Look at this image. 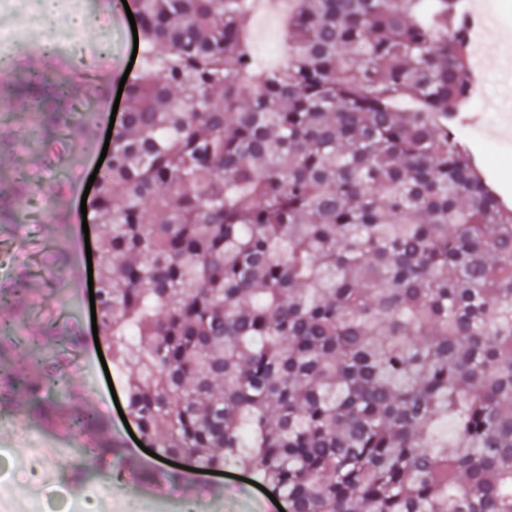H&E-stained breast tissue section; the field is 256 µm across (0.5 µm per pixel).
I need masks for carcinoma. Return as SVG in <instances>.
<instances>
[{"label": "carcinoma", "instance_id": "1", "mask_svg": "<svg viewBox=\"0 0 512 512\" xmlns=\"http://www.w3.org/2000/svg\"><path fill=\"white\" fill-rule=\"evenodd\" d=\"M142 70L90 206L99 336L154 453L231 464L288 512H512V207L453 136L472 67L458 0H290L288 62L247 0H133ZM66 69L106 95L101 70ZM8 90L63 127L75 101ZM30 186L0 190V224ZM33 267L0 284V306ZM81 343L73 310L40 349ZM9 369L33 419L68 350ZM452 432H441L444 423Z\"/></svg>", "mask_w": 512, "mask_h": 512}]
</instances>
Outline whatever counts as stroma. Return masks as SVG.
<instances>
[{"instance_id":"1","label":"stroma","mask_w":512,"mask_h":512,"mask_svg":"<svg viewBox=\"0 0 512 512\" xmlns=\"http://www.w3.org/2000/svg\"><path fill=\"white\" fill-rule=\"evenodd\" d=\"M106 27L84 28L86 45L98 43L104 33L112 35V55L103 69L112 73L110 94H117L120 81L133 52V33L127 16L118 6H105ZM8 70H0V88L13 83L21 69L39 68L50 78L61 79L49 58L39 54L32 40L18 43ZM36 102L18 104L0 97V188L10 186L18 170L34 172L35 190L21 199L17 207L30 212L32 205L46 211H62L65 224L47 219L42 224H6L0 226V251L10 266L49 263L63 256L62 272L55 277L34 280L28 292L17 296L7 317L13 332L21 337V345L0 359V366L12 368L27 365L30 348L26 338L38 335L46 315L55 311L57 299L78 291L82 303L78 307L85 340L71 354L67 367L69 390L76 395V409L100 411L113 392L122 391L119 373L105 374L96 350L91 313L85 301L89 297L86 255H74L66 242L98 243L104 226L96 214H82L81 199L86 184L100 158L110 117L98 115L96 138L87 143L79 128L66 135H43L41 154H33L29 143L34 135ZM482 171L496 190L512 203V141L501 142L478 131L468 137ZM32 399L18 393L8 409L0 411V473L7 475L5 488L10 498L26 512H81L84 503L98 493H105L112 512H142L144 500L162 502L168 512H212L210 505L223 501V512H279L276 505L259 488L237 479L235 467L224 474H207L181 469L145 453L132 439L120 415H113L112 444L115 454L111 466H104L96 453L86 447L87 437L81 430L54 433L41 427L30 417ZM44 440L58 452L47 461L53 471L51 481L29 485L11 480L13 470L31 462L29 450L34 441Z\"/></svg>"}]
</instances>
